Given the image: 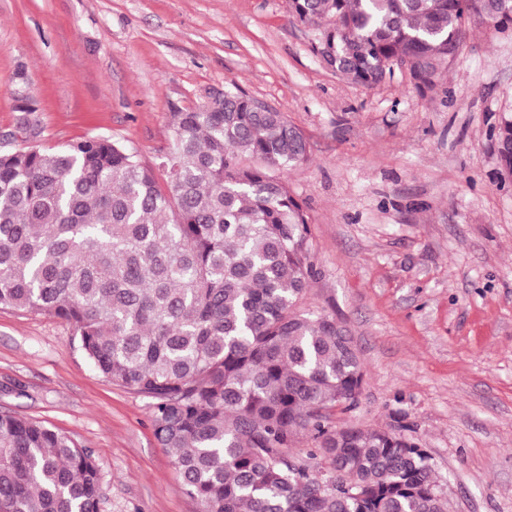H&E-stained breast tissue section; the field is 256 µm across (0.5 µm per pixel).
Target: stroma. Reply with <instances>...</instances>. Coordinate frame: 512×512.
I'll use <instances>...</instances> for the list:
<instances>
[{
    "label": "stroma",
    "instance_id": "stroma-1",
    "mask_svg": "<svg viewBox=\"0 0 512 512\" xmlns=\"http://www.w3.org/2000/svg\"><path fill=\"white\" fill-rule=\"evenodd\" d=\"M311 37L288 0H0V152L107 136L154 168L171 113L213 92L284 112L309 150L284 173L316 271L300 308L340 321L365 371L334 424L417 438L448 512H512V177L490 136L512 110V34L473 24L424 93L345 80ZM149 406L69 323L0 307V412L92 450L99 512H200Z\"/></svg>",
    "mask_w": 512,
    "mask_h": 512
}]
</instances>
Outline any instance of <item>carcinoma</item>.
<instances>
[{
	"instance_id": "obj_1",
	"label": "carcinoma",
	"mask_w": 512,
	"mask_h": 512,
	"mask_svg": "<svg viewBox=\"0 0 512 512\" xmlns=\"http://www.w3.org/2000/svg\"><path fill=\"white\" fill-rule=\"evenodd\" d=\"M288 5L312 53L364 86L398 70L431 90L470 22L512 30V0ZM171 126L163 186L110 137L0 152V307L69 322L100 374L151 399L201 512H446L416 439L331 419L365 373L334 317L297 309L309 221L280 171L307 160L303 133L238 88ZM492 137L512 176V113ZM99 492L90 449L0 412V512H98Z\"/></svg>"
}]
</instances>
